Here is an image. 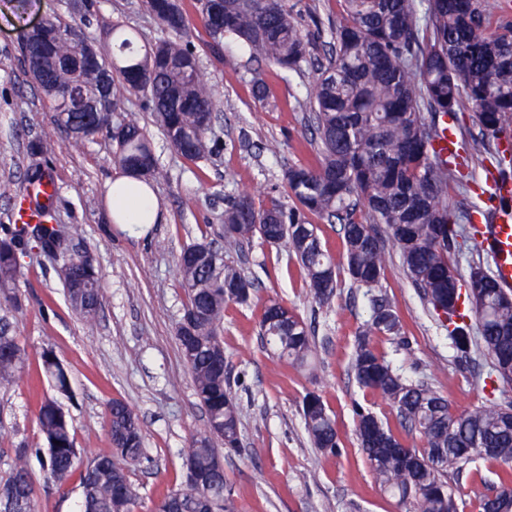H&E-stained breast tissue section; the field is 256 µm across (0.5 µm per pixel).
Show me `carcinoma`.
I'll return each instance as SVG.
<instances>
[{"mask_svg":"<svg viewBox=\"0 0 512 512\" xmlns=\"http://www.w3.org/2000/svg\"><path fill=\"white\" fill-rule=\"evenodd\" d=\"M141 0L165 36L138 45L136 33L114 22L112 48L99 56L114 112L87 120L86 112H66L55 83L75 80L68 64L81 59L97 38L58 18L48 19L57 35L54 54L42 60L52 82L31 76L58 125L76 144L104 137L112 141L122 171L147 181L163 176L148 135L136 117L122 111L123 93H141L165 139L188 162L220 152L223 141L213 113L217 104L204 82L199 55L188 37L185 0ZM344 14L331 31L333 51L317 64L311 109L320 159L314 165L288 167L284 179L296 205L278 200L256 206L247 193L229 198L220 221L224 243L232 246L254 236L295 256L315 303H331L338 280L312 217L335 219L341 226L345 269L352 284L372 289L386 263V247L376 225L383 224L404 271L428 309L445 314L442 326L462 357L471 350L489 359L487 379L512 384V303L491 274L476 277L471 268L460 282L450 261L457 240L456 220L448 209V186L456 178L448 160L439 158L438 115L476 112L485 134L494 138L512 128V20L490 27L485 0H343ZM197 21L220 51L234 38L256 57L297 71L314 63L311 43L288 9V0H224V27L211 21L206 0H192ZM67 234L59 226L17 222L0 238V307L23 308L16 288L20 259L29 242L39 251L63 248L58 275L73 311L95 320L103 302L93 255L62 247ZM180 286L186 295L177 341L188 365L195 394L206 410L204 430L192 436L183 456L207 472L203 484L181 485L164 494L154 512H224V466L214 440L235 449L240 443L239 409L224 385V343L220 338L224 307L245 303L254 284L224 261L207 241L192 242L177 257ZM400 317L382 295L370 299V314L356 340L352 371L358 386L386 400L422 447L400 457L402 438L388 423L363 409L357 413V439L379 486L398 498L404 512H459V487L449 474L460 473L476 458L502 466L494 487L505 512H512V400L503 399L464 414L451 411L448 399L396 368L372 337L394 340ZM260 333L266 348L281 361L303 363L312 348L307 324L284 304L264 308ZM27 348L0 324V385H12L24 373ZM43 370L54 390L73 398L67 371L53 352H43ZM301 410L311 443L335 453L339 440L320 395L304 396ZM109 452L94 455L80 471V512H135L140 497L127 465L143 456V433L135 411L120 400L107 404ZM39 433L45 448L25 442L13 449L0 477V512H36L37 491L29 460L36 456L58 485L72 476L77 458L72 419L55 397L41 399Z\"/></svg>","mask_w":512,"mask_h":512,"instance_id":"1","label":"carcinoma"}]
</instances>
